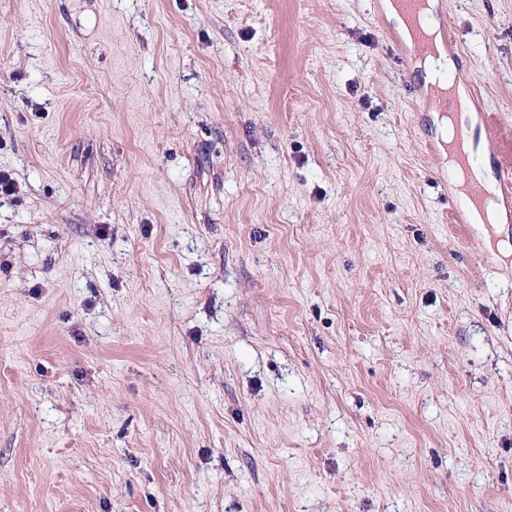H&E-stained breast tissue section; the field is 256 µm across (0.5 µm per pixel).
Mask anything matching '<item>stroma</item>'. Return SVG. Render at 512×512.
I'll return each instance as SVG.
<instances>
[{
    "instance_id": "35a3bbf8",
    "label": "stroma",
    "mask_w": 512,
    "mask_h": 512,
    "mask_svg": "<svg viewBox=\"0 0 512 512\" xmlns=\"http://www.w3.org/2000/svg\"><path fill=\"white\" fill-rule=\"evenodd\" d=\"M493 176L512 0H436ZM383 0H0V512H512V210L455 224Z\"/></svg>"
}]
</instances>
